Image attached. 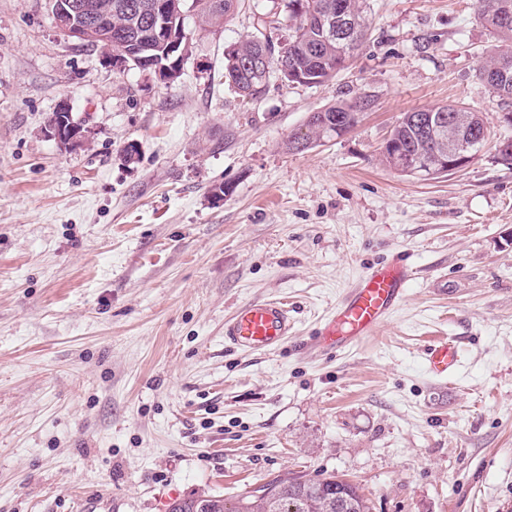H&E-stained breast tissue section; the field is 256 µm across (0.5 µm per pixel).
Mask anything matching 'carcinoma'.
<instances>
[{
  "mask_svg": "<svg viewBox=\"0 0 512 512\" xmlns=\"http://www.w3.org/2000/svg\"><path fill=\"white\" fill-rule=\"evenodd\" d=\"M345 3L352 20L354 38L337 41L328 37L326 25L319 17L336 2ZM197 18L203 27L215 28L234 14L241 0H222L224 7L215 11L210 0H193ZM365 0H287L288 34L283 41L260 43L256 35H246L224 56V77L242 99H254L267 86L265 76L275 74L293 84H302L309 78L312 85H320L337 72L347 68L355 53L367 40L369 22L363 6ZM512 14V0H478L477 19L494 42V52L478 67L476 76L485 89L501 104L512 106V84L500 79L499 66H512V25L501 23L504 14ZM359 96L341 100L312 112L305 123V131L288 139V149L305 151L328 138L324 129L336 124V118L348 115L360 118ZM447 110L406 112L390 131L380 147V161L386 167L402 174L416 161L431 160L445 150L446 144L433 139L424 129V120ZM264 497L246 491L229 502L222 495L204 494L174 500L168 512H372L369 500L359 487L341 482L334 474L316 477L287 473L261 486Z\"/></svg>",
  "mask_w": 512,
  "mask_h": 512,
  "instance_id": "1",
  "label": "carcinoma"
}]
</instances>
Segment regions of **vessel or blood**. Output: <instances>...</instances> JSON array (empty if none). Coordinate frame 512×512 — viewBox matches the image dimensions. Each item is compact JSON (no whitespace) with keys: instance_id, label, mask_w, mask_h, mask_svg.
Listing matches in <instances>:
<instances>
[{"instance_id":"1","label":"vessel or blood","mask_w":512,"mask_h":512,"mask_svg":"<svg viewBox=\"0 0 512 512\" xmlns=\"http://www.w3.org/2000/svg\"><path fill=\"white\" fill-rule=\"evenodd\" d=\"M416 274L403 256L370 268L337 303L310 345L325 352L350 348L373 336L399 308ZM286 303L254 301L240 305L224 323V342L248 352L277 349L295 330ZM427 372L438 381L451 379L460 366L455 340L434 339L423 354Z\"/></svg>"}]
</instances>
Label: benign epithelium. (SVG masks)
Segmentation results:
<instances>
[{"instance_id": "obj_1", "label": "benign epithelium", "mask_w": 512, "mask_h": 512, "mask_svg": "<svg viewBox=\"0 0 512 512\" xmlns=\"http://www.w3.org/2000/svg\"><path fill=\"white\" fill-rule=\"evenodd\" d=\"M137 17L141 20L142 29L154 38L164 49L166 55H176L173 63L167 65L154 59H141L145 70H151L162 81L171 83L181 74L183 62L190 55L192 43L185 31L184 17L193 11L188 0H155L153 3H139L135 6ZM52 16L56 27L68 39L100 51L105 59L112 60L114 67H129L127 50L112 45V17L101 11L93 0H52ZM353 24L342 12L336 11V26L330 35L338 40L349 39ZM62 114L59 123L47 127L48 135L62 144H72L85 136L84 128L74 120L70 109L62 105L57 109ZM463 116L454 108L448 114V121L436 120L430 125L434 131L453 129L455 134L448 138L447 155L439 156L436 162L424 169L431 176L440 169L456 170L467 165L473 139L461 134Z\"/></svg>"}]
</instances>
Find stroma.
Returning a JSON list of instances; mask_svg holds the SVG:
<instances>
[{"label": "stroma", "mask_w": 512, "mask_h": 512, "mask_svg": "<svg viewBox=\"0 0 512 512\" xmlns=\"http://www.w3.org/2000/svg\"><path fill=\"white\" fill-rule=\"evenodd\" d=\"M371 37L316 87L245 102L224 54L265 20L194 16L182 77L119 70L68 40L50 0H0V512H168L282 475L333 473L373 512H512V137L476 79L477 0H367ZM357 93L371 110L303 152L288 137ZM68 104L82 144L48 137ZM481 113L491 142L436 179L379 148L403 113ZM136 145L135 159L125 151ZM226 183L222 200L212 197ZM417 269L374 336L318 358L315 335L367 268ZM287 301L293 336L224 344L237 306ZM460 340L448 382L421 353Z\"/></svg>", "instance_id": "1"}]
</instances>
